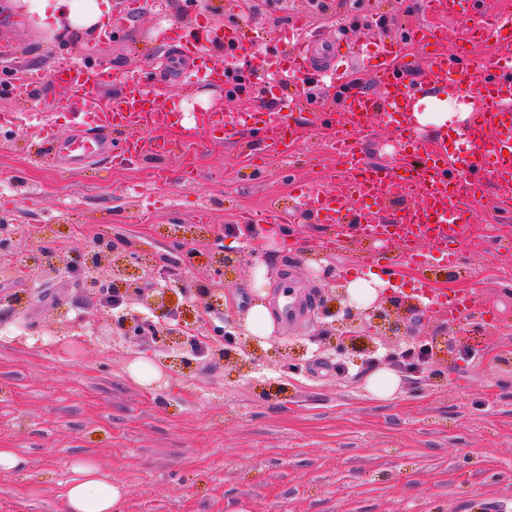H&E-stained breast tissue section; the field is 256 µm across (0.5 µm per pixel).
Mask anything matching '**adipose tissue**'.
I'll use <instances>...</instances> for the list:
<instances>
[{"mask_svg":"<svg viewBox=\"0 0 512 512\" xmlns=\"http://www.w3.org/2000/svg\"><path fill=\"white\" fill-rule=\"evenodd\" d=\"M29 13L38 17L43 26L60 30L71 28L94 33L102 28L111 13V0H23ZM423 111L412 114L416 125L432 124L441 128L465 123L469 107L454 109L453 95H424ZM63 498L66 512H124L125 491L112 485L95 462L82 459L71 467Z\"/></svg>","mask_w":512,"mask_h":512,"instance_id":"obj_1","label":"adipose tissue"}]
</instances>
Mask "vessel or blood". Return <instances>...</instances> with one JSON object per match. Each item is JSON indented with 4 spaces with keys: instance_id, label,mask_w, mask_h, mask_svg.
Instances as JSON below:
<instances>
[{
    "instance_id": "1",
    "label": "vessel or blood",
    "mask_w": 512,
    "mask_h": 512,
    "mask_svg": "<svg viewBox=\"0 0 512 512\" xmlns=\"http://www.w3.org/2000/svg\"><path fill=\"white\" fill-rule=\"evenodd\" d=\"M424 4V16L410 29L409 39L435 52L426 73L429 83L453 86L472 100L473 109L464 130L470 144L468 153H449L447 145L428 141L411 122L409 115L420 88L409 80L405 67L395 64L396 45L384 44L377 61L369 65L376 93L347 94L337 106L325 109L323 117L326 124L344 131L363 130L371 118H381L411 147L412 162L405 169L386 159L372 166L363 165L358 142L344 138L340 146L347 158L346 168L335 191L326 192L313 185L298 193L301 205L317 221L343 225L349 235L370 241L374 259H381L388 245L397 239L403 258L416 266L426 260L423 245L427 242L447 262H454L457 254L449 250L448 244L464 237L470 212L487 204L483 193L486 182L512 181V45L503 44L473 80L468 77L471 58L467 51L468 45L511 28L512 13L493 10L484 0H424ZM447 19L457 20L460 31L453 50L443 52L439 45L444 38L442 23ZM173 34L180 43V55L187 62L183 75L218 90L234 86V77L227 68L210 66L198 41L188 38L178 26ZM223 39L230 53L243 48L260 49L266 56L277 58L274 70L244 73L248 87L277 86L299 75L315 76L322 83L337 81L335 44L313 38L302 49L294 50L283 38L278 45L264 49L248 31L235 26L225 27ZM53 81L78 92L79 97H63L57 102L58 111L70 117V135L60 137L49 128L45 138L55 154L76 168L102 157L124 164L147 152L188 153L197 147L198 134L213 140L231 132L215 113L200 112L181 144L165 140L160 134L167 123L163 86L135 67L114 76L96 67L89 57L75 56L56 70ZM113 81L121 84L123 94L99 96V88ZM296 104L291 93L283 95L272 107L254 100L241 109L240 120L250 123L266 152L282 155L293 135L288 113ZM115 127L132 131L118 147L104 136L106 130ZM413 194L419 197V204L403 209L390 220L378 209L356 210L351 206L356 198L378 205ZM470 302L467 294L450 297L428 290L423 296L426 307L446 312L452 322L466 318Z\"/></svg>"
}]
</instances>
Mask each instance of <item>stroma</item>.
<instances>
[{"label": "stroma", "instance_id": "stroma-1", "mask_svg": "<svg viewBox=\"0 0 512 512\" xmlns=\"http://www.w3.org/2000/svg\"><path fill=\"white\" fill-rule=\"evenodd\" d=\"M316 0L260 7L247 29L261 40L314 9ZM422 0H330L315 29L351 47L340 59L353 87L374 92L359 69L380 42H401ZM185 28L183 0L128 8L117 0L111 30L55 32L13 0H0V41L26 66L53 75L71 52L112 71L165 69L158 9ZM183 118L203 102L234 108L209 87L168 79ZM306 131L287 156L257 154L249 129L202 140L188 159H168L162 186L144 178L158 164L115 168L100 159L75 171L39 156L36 122L0 128V222L16 233L0 257V448L22 464L0 468V512H64L75 459L92 458L126 493L125 512H512V217L474 210L457 264L403 265L398 244L372 263L370 242L303 216L250 225L238 211L269 200L289 209L292 186L336 187L332 132L314 111L291 113ZM131 255L128 279L145 304L103 312L110 265L84 276L38 265L39 248L88 251L97 240ZM378 274L390 322L346 318L339 289ZM223 282L221 301L209 291ZM472 297L466 320L420 305V288ZM165 289L157 297V289ZM309 292L303 319L276 322L256 350L232 341L235 317L256 301L278 311L290 290ZM192 328L166 348L135 324ZM422 345L432 354L399 371L389 400L371 398V367ZM157 371L149 384L129 367Z\"/></svg>", "mask_w": 512, "mask_h": 512}]
</instances>
